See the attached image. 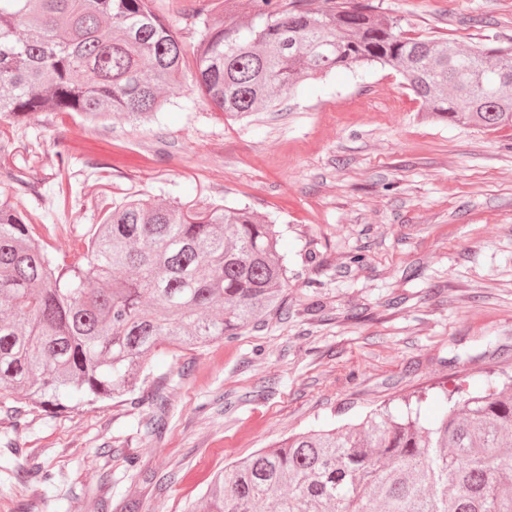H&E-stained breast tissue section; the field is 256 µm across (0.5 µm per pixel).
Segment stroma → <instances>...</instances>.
Segmentation results:
<instances>
[{"instance_id": "stroma-1", "label": "stroma", "mask_w": 512, "mask_h": 512, "mask_svg": "<svg viewBox=\"0 0 512 512\" xmlns=\"http://www.w3.org/2000/svg\"><path fill=\"white\" fill-rule=\"evenodd\" d=\"M412 37L467 48L512 41V0H372ZM156 122L60 126L31 114L12 168L44 173L19 204L51 214L54 254L94 219L84 202L203 197L274 219L288 259L284 310L233 340L159 346L134 395L95 408L0 410V512H192L212 474L288 436L413 392L512 376V128L423 117L401 75L373 63L283 93L234 120L191 79ZM71 156L75 195L51 165ZM165 398L153 434L152 400Z\"/></svg>"}]
</instances>
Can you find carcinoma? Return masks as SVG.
Returning a JSON list of instances; mask_svg holds the SVG:
<instances>
[{
	"label": "carcinoma",
	"mask_w": 512,
	"mask_h": 512,
	"mask_svg": "<svg viewBox=\"0 0 512 512\" xmlns=\"http://www.w3.org/2000/svg\"><path fill=\"white\" fill-rule=\"evenodd\" d=\"M154 0H0V169L14 127L34 112L61 125L119 115L150 120L187 69L181 37ZM208 0L192 75L226 116L246 117L337 69L379 63L401 74L425 118L512 127V45L459 48L410 37L361 0ZM59 194L70 157L57 153ZM96 223L58 263L0 192V400L61 411L134 393L159 344L232 339L283 303L277 225L250 208L87 201ZM429 426L422 397L406 413L286 438L217 473L193 512H512V385L442 392Z\"/></svg>",
	"instance_id": "cac0c4a2"
}]
</instances>
